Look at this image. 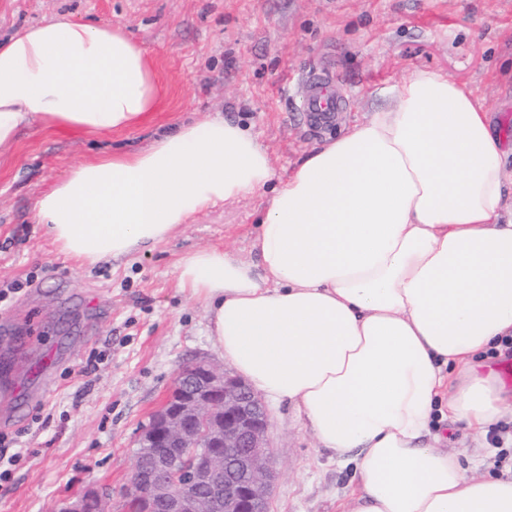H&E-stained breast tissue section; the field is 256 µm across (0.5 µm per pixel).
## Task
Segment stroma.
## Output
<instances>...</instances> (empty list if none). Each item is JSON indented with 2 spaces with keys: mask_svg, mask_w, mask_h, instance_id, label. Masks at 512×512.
Wrapping results in <instances>:
<instances>
[{
  "mask_svg": "<svg viewBox=\"0 0 512 512\" xmlns=\"http://www.w3.org/2000/svg\"><path fill=\"white\" fill-rule=\"evenodd\" d=\"M126 26L162 85L163 105L140 127L77 136L33 126L0 153V449L15 455L0 512H53L63 499L107 487L112 512L136 461L138 429L176 373L219 360L203 306L178 286L177 262L203 247L253 259L264 197L195 216L168 240L82 267L59 253L35 204L74 164L144 146L157 131L218 112L249 125L278 178L305 153L364 120L381 89L418 68L467 85L512 145V0H0V40L52 18ZM333 76L349 107L316 129L304 81ZM19 289H12V282ZM280 473L270 512H338L353 464L319 447L292 403L268 404ZM438 448L483 477L488 438L452 425Z\"/></svg>",
  "mask_w": 512,
  "mask_h": 512,
  "instance_id": "stroma-1",
  "label": "stroma"
}]
</instances>
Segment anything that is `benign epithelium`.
<instances>
[{
	"label": "benign epithelium",
	"mask_w": 512,
	"mask_h": 512,
	"mask_svg": "<svg viewBox=\"0 0 512 512\" xmlns=\"http://www.w3.org/2000/svg\"><path fill=\"white\" fill-rule=\"evenodd\" d=\"M268 430L245 382L199 359L138 432L130 499L140 512H268L276 481ZM106 498L89 490L57 512H107Z\"/></svg>",
	"instance_id": "obj_1"
}]
</instances>
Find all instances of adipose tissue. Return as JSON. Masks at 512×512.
Listing matches in <instances>:
<instances>
[{
    "instance_id": "ef3b65f1",
    "label": "adipose tissue",
    "mask_w": 512,
    "mask_h": 512,
    "mask_svg": "<svg viewBox=\"0 0 512 512\" xmlns=\"http://www.w3.org/2000/svg\"><path fill=\"white\" fill-rule=\"evenodd\" d=\"M159 104L122 27L54 18L0 41V151L34 124L127 131ZM511 154L471 89L419 69L285 181L254 132L209 114L72 166L36 219L92 266L270 191L256 261L205 247L176 265L225 363L356 461L342 512H512V477L471 476L432 444L437 420L483 434L507 408L478 357L512 335Z\"/></svg>"
}]
</instances>
